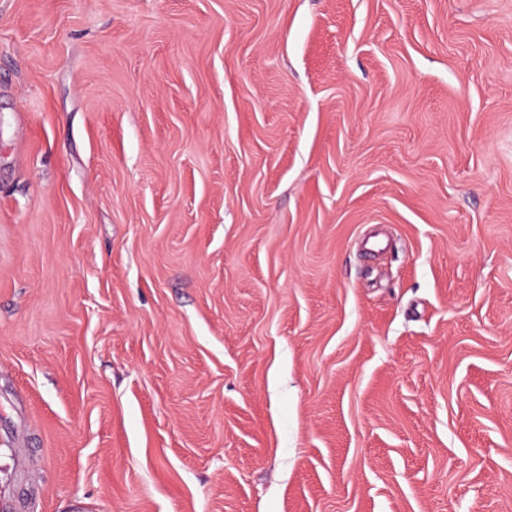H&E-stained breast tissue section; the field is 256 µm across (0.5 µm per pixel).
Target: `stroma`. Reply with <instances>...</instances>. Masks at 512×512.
<instances>
[{"mask_svg":"<svg viewBox=\"0 0 512 512\" xmlns=\"http://www.w3.org/2000/svg\"><path fill=\"white\" fill-rule=\"evenodd\" d=\"M0 512H512V0H0Z\"/></svg>","mask_w":512,"mask_h":512,"instance_id":"obj_1","label":"stroma"}]
</instances>
